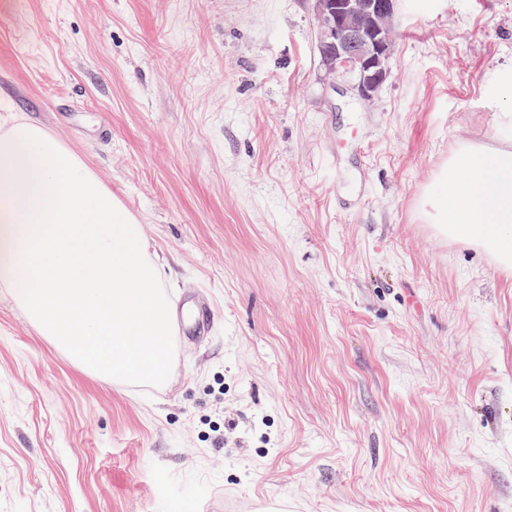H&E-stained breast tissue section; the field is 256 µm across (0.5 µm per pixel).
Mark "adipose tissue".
<instances>
[{"instance_id": "adipose-tissue-1", "label": "adipose tissue", "mask_w": 512, "mask_h": 512, "mask_svg": "<svg viewBox=\"0 0 512 512\" xmlns=\"http://www.w3.org/2000/svg\"><path fill=\"white\" fill-rule=\"evenodd\" d=\"M499 144L460 143L439 177L441 191L424 194L427 223L452 238L481 247L500 267L512 268V132Z\"/></svg>"}]
</instances>
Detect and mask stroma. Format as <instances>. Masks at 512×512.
<instances>
[{"mask_svg": "<svg viewBox=\"0 0 512 512\" xmlns=\"http://www.w3.org/2000/svg\"><path fill=\"white\" fill-rule=\"evenodd\" d=\"M313 6L0 0V131L75 153L214 313L126 386L0 288V512H512V271L419 212L507 121L512 0H399L369 100Z\"/></svg>", "mask_w": 512, "mask_h": 512, "instance_id": "1", "label": "stroma"}]
</instances>
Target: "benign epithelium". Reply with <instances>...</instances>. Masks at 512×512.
<instances>
[{"label": "benign epithelium", "mask_w": 512, "mask_h": 512, "mask_svg": "<svg viewBox=\"0 0 512 512\" xmlns=\"http://www.w3.org/2000/svg\"><path fill=\"white\" fill-rule=\"evenodd\" d=\"M396 0H315L319 49L331 73L355 74L357 88L371 98L388 77L395 44Z\"/></svg>", "instance_id": "benign-epithelium-1"}]
</instances>
